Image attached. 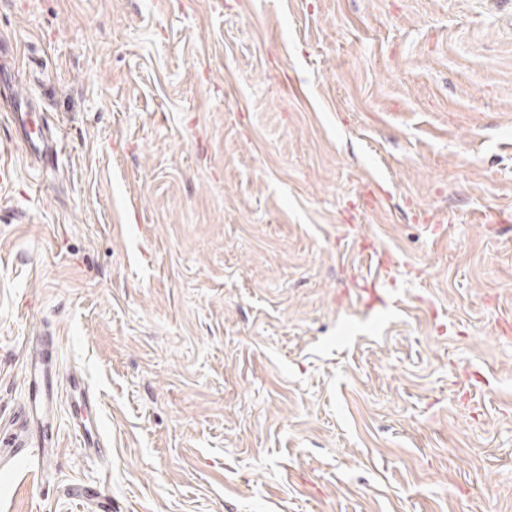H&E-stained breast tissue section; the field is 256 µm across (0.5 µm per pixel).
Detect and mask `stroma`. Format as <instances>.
<instances>
[{"mask_svg":"<svg viewBox=\"0 0 512 512\" xmlns=\"http://www.w3.org/2000/svg\"><path fill=\"white\" fill-rule=\"evenodd\" d=\"M1 40L62 148L0 119V448L44 451L0 512H512V0H0ZM32 361L33 363L31 364L30 378L36 390V396L34 397L33 403H31L33 410V408H36L37 403H42L49 406V394L46 387V382L48 379L47 362L41 357L40 354L38 359Z\"/></svg>","mask_w":512,"mask_h":512,"instance_id":"obj_1","label":"stroma"}]
</instances>
